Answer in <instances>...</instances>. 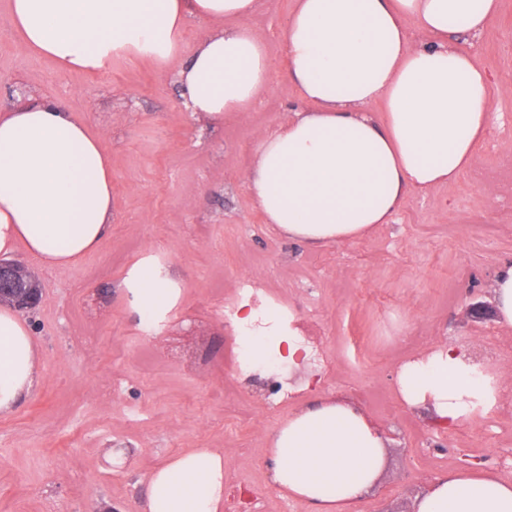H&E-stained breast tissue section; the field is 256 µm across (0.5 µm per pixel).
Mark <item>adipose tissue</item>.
I'll list each match as a JSON object with an SVG mask.
<instances>
[{"label":"adipose tissue","mask_w":512,"mask_h":512,"mask_svg":"<svg viewBox=\"0 0 512 512\" xmlns=\"http://www.w3.org/2000/svg\"><path fill=\"white\" fill-rule=\"evenodd\" d=\"M257 0H11L21 48L63 70L92 71L117 58L187 59L175 80L186 108L214 123L248 111L269 75L268 55L246 24ZM499 0H294L286 69L306 110L257 148L248 189L267 223L320 248L391 223L410 193L454 182L494 122L491 81L460 40H478ZM194 19L214 29L192 49L182 36ZM425 35L411 41L407 20ZM385 120L365 112L375 100ZM112 224V166L103 139L52 100L0 113V257L18 249L46 268L92 253ZM142 322L180 302L181 283L153 257L124 279ZM269 329L248 337L240 362L251 375L273 358L307 367L309 353L279 313L249 308L245 322ZM38 363L26 319L0 308V413L33 386ZM401 401L459 425L499 402V379L456 345L404 362ZM388 440L357 407L318 396L271 439L273 486L312 512H350L375 488ZM144 512H223L224 457L195 448L147 478ZM414 512H512V481L488 471L443 475L417 495Z\"/></svg>","instance_id":"adipose-tissue-1"}]
</instances>
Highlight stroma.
I'll return each instance as SVG.
<instances>
[{
	"mask_svg": "<svg viewBox=\"0 0 512 512\" xmlns=\"http://www.w3.org/2000/svg\"><path fill=\"white\" fill-rule=\"evenodd\" d=\"M292 0H258L248 24L270 72L249 112L213 128L189 112L169 68L120 59L97 72H63L28 54L0 0V104L23 83L100 134L112 156V232L74 265L36 272L27 313L39 377L0 415V512H143L145 477L188 448L224 455V486L246 512H308L274 489L267 450L278 426L312 392L348 400L389 437L379 487L351 512H407L437 477L462 469L461 449L512 477V328L467 316L492 298L512 261V202L480 184L512 153V0L472 50L492 80L499 118L457 181L410 194L388 224L321 248L288 240L255 210L247 174L258 143L306 104L284 68L281 33ZM160 252L183 296L165 323L138 321L122 286L127 269ZM249 282L291 307L307 331L319 381L289 383L286 367L249 378L225 301ZM462 340L505 382L497 410L439 432L402 405L396 372L440 344Z\"/></svg>",
	"mask_w": 512,
	"mask_h": 512,
	"instance_id": "1",
	"label": "stroma"
}]
</instances>
